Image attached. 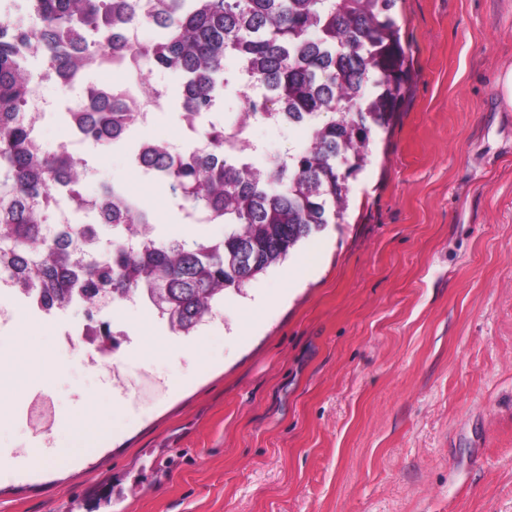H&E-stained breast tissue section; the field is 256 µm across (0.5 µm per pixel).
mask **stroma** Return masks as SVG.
I'll list each match as a JSON object with an SVG mask.
<instances>
[{
	"instance_id": "stroma-1",
	"label": "stroma",
	"mask_w": 512,
	"mask_h": 512,
	"mask_svg": "<svg viewBox=\"0 0 512 512\" xmlns=\"http://www.w3.org/2000/svg\"><path fill=\"white\" fill-rule=\"evenodd\" d=\"M395 14L412 90L351 179L344 223L226 292L200 368L122 344L132 391L114 406L80 352L17 308L0 359L33 353L56 403L34 432L19 418L30 389L1 372L0 450L63 444L84 397L118 433L1 478L0 512H512V112L496 89L512 0H398ZM146 77L172 104L139 136L179 143L182 77ZM131 152H89L86 193L136 184L160 238L223 237L140 184ZM286 268L298 286L280 301ZM260 291L273 300L248 332Z\"/></svg>"
}]
</instances>
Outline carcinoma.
Instances as JSON below:
<instances>
[{"instance_id": "cac0c4a2", "label": "carcinoma", "mask_w": 512, "mask_h": 512, "mask_svg": "<svg viewBox=\"0 0 512 512\" xmlns=\"http://www.w3.org/2000/svg\"><path fill=\"white\" fill-rule=\"evenodd\" d=\"M397 0H32L34 24L0 21V274L37 291L45 306L135 296L178 335L209 323L224 293L243 292L304 239L344 223L349 179L370 162L373 133L388 128L413 69L393 13ZM156 38L130 44L131 27ZM44 63L69 76L130 53L183 76L182 109L209 112L224 60L248 74V112L199 129L202 147L141 154L156 182L207 222L217 239L162 240L145 202L124 210L107 192L88 205L102 220L48 224L38 198L63 184L84 197V172L66 149L38 148L24 110L39 74L20 62L31 39ZM137 112L90 92L79 126L109 146ZM266 115L306 129L305 145L261 170L233 160L235 128Z\"/></svg>"}]
</instances>
